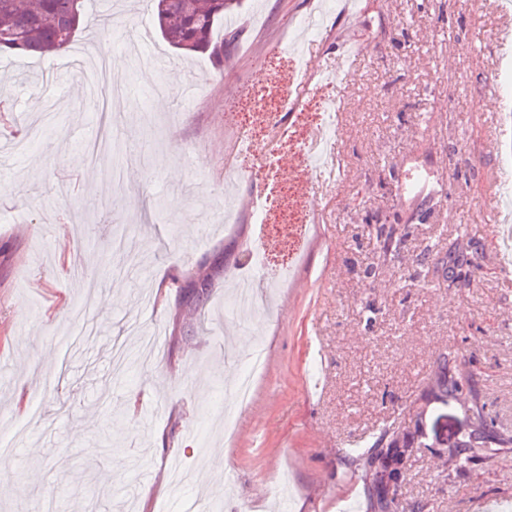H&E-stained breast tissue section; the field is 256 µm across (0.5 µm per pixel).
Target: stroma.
<instances>
[{
	"label": "stroma",
	"mask_w": 512,
	"mask_h": 512,
	"mask_svg": "<svg viewBox=\"0 0 512 512\" xmlns=\"http://www.w3.org/2000/svg\"><path fill=\"white\" fill-rule=\"evenodd\" d=\"M236 20L220 81L207 55L157 36L150 0H87L67 52L0 57L12 105L0 112V458L13 463L0 512L47 501L54 512H182L190 498L200 512L215 499L228 512H367L345 458L393 422L415 437L400 493L418 512H512V448L465 471L452 460L473 427L458 399L430 403L422 426L409 420L451 351L512 436V264L498 259L502 226L486 206L508 202L488 189L492 174L512 181V102L497 96L507 75L486 35L512 30V12L496 0L480 13L470 0H244ZM136 32L143 55L168 61L158 77L169 95L130 92L136 112L83 107L80 50L124 61ZM356 37L364 54L338 90L344 179L311 191L320 222L297 259L288 238L266 235L265 280L287 263L291 274L271 314L240 318L226 285L251 271L254 225L224 192L302 178L283 165L255 183L252 160L230 167L231 123L248 120L241 94L260 69L287 81L296 43L332 68ZM421 154L445 188L382 255L370 226L405 209L404 174ZM462 227L467 261L451 283L440 262ZM228 247L209 298L189 304L185 286ZM229 326L271 361L226 442L209 420L244 369L224 358Z\"/></svg>",
	"instance_id": "obj_1"
}]
</instances>
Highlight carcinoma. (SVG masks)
Wrapping results in <instances>:
<instances>
[{"label": "carcinoma", "mask_w": 512, "mask_h": 512, "mask_svg": "<svg viewBox=\"0 0 512 512\" xmlns=\"http://www.w3.org/2000/svg\"><path fill=\"white\" fill-rule=\"evenodd\" d=\"M85 0H0V57L29 55L44 59L61 53L72 45L83 17ZM156 31L170 47L185 53H207L216 65L224 62V49L232 37L217 38L215 27L241 7V0H152ZM428 211L418 208L400 224L378 222L372 225L382 254L398 247L409 235L410 225L426 220ZM470 396L464 409L472 413L474 429L468 439L454 445L458 468L465 471L481 460H487L508 445L495 420L480 404L479 390L473 371L456 356L443 355L436 364L432 386L422 397L423 405L413 410L412 420L420 426L430 396ZM396 425L380 430L373 443L348 456V462L365 473H378L393 461L396 447ZM371 495L375 512H407L415 506L402 503L398 490H391L378 478H371Z\"/></svg>", "instance_id": "1"}]
</instances>
